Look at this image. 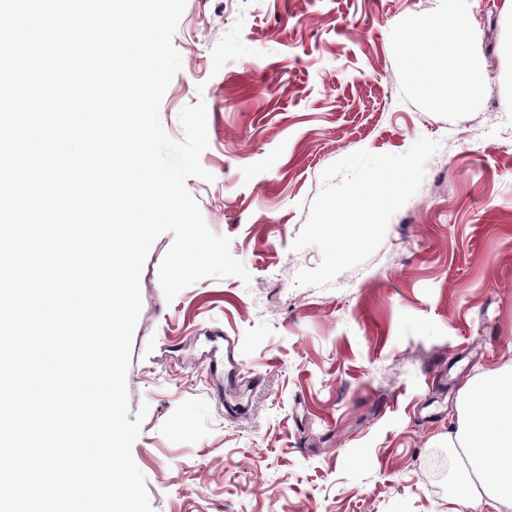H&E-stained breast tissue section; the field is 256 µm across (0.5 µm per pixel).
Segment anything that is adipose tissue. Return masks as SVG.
I'll list each match as a JSON object with an SVG mask.
<instances>
[{"label":"adipose tissue","mask_w":512,"mask_h":512,"mask_svg":"<svg viewBox=\"0 0 512 512\" xmlns=\"http://www.w3.org/2000/svg\"><path fill=\"white\" fill-rule=\"evenodd\" d=\"M470 27L468 16L451 31L425 18L413 19L401 43L420 81L440 77L441 96L465 104L482 90L462 50ZM450 447L459 452L462 472L448 512H464L486 501L494 512H512V367L487 372L462 395L458 425L449 433Z\"/></svg>","instance_id":"1"}]
</instances>
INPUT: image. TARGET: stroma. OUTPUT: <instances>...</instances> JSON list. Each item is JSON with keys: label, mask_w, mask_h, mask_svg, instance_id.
Listing matches in <instances>:
<instances>
[{"label": "stroma", "mask_w": 512, "mask_h": 512, "mask_svg": "<svg viewBox=\"0 0 512 512\" xmlns=\"http://www.w3.org/2000/svg\"><path fill=\"white\" fill-rule=\"evenodd\" d=\"M470 16L483 83L465 106L423 94L405 21ZM166 132L204 101L211 180L188 178L208 228L250 283L206 278L166 301L153 243L127 372L147 408L132 456L153 512H446L464 387L512 366V0H187ZM440 141L379 250L332 287H298L293 250L321 173L354 152ZM260 376L218 399L206 336Z\"/></svg>", "instance_id": "stroma-1"}]
</instances>
